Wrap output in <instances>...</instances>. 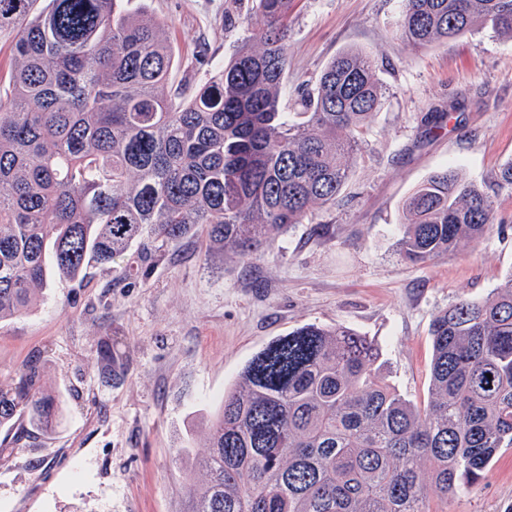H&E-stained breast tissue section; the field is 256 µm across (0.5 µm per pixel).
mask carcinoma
I'll list each match as a JSON object with an SVG mask.
<instances>
[{
	"label": "carcinoma",
	"mask_w": 512,
	"mask_h": 512,
	"mask_svg": "<svg viewBox=\"0 0 512 512\" xmlns=\"http://www.w3.org/2000/svg\"><path fill=\"white\" fill-rule=\"evenodd\" d=\"M252 41L191 97L165 93L172 51L126 0H0L14 67L0 89V321L21 316L52 272L86 276L138 245L198 226L249 256L272 232L336 202L347 157L382 99L375 65L344 50L314 91L282 111L294 0H257ZM489 27L512 36V0H402L398 31L416 46ZM398 240L423 264L479 241L495 201L448 168L407 197ZM429 400L387 381L378 348L318 324L277 338L245 366L209 427L183 512H429L476 485L512 448V273L489 297L432 320ZM55 391L29 364L0 388V429H45Z\"/></svg>",
	"instance_id": "carcinoma-1"
}]
</instances>
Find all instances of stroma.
Here are the masks:
<instances>
[{
	"instance_id": "1",
	"label": "stroma",
	"mask_w": 512,
	"mask_h": 512,
	"mask_svg": "<svg viewBox=\"0 0 512 512\" xmlns=\"http://www.w3.org/2000/svg\"><path fill=\"white\" fill-rule=\"evenodd\" d=\"M131 7L164 23L175 88L223 67L260 21L255 0ZM400 10L401 0H296L289 18L283 107L350 48L371 56L383 84L335 204L247 258L198 230L167 244L146 274L122 281L93 267L78 282L49 280L26 315L0 322V386L34 362L61 402L51 430L0 444V512H182L225 389L269 342L309 323L371 340L397 392L427 401L433 317L486 298L512 271V192L495 186L512 159V39L482 30L416 47L397 31ZM451 106L457 122L427 132L423 116ZM448 166L496 192L495 222L477 243L408 264L397 247L403 203ZM105 341L121 363L109 377L96 358ZM429 507L512 512V448L469 491L430 496Z\"/></svg>"
}]
</instances>
